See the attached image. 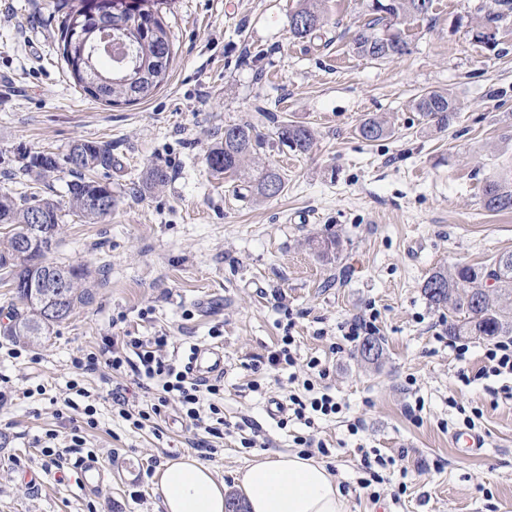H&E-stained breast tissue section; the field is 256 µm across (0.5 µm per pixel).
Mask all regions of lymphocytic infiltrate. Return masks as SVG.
Returning a JSON list of instances; mask_svg holds the SVG:
<instances>
[{
    "label": "lymphocytic infiltrate",
    "instance_id": "obj_1",
    "mask_svg": "<svg viewBox=\"0 0 512 512\" xmlns=\"http://www.w3.org/2000/svg\"><path fill=\"white\" fill-rule=\"evenodd\" d=\"M71 364L85 374L104 367L116 374L130 372L138 389L146 396L145 403H131L127 387L120 384L113 386L110 396L113 409L123 419L131 421L135 428L153 426L174 401L183 418L195 429L214 438L224 435V413L218 405L224 393L223 377L206 380L195 377L190 361L176 360L170 350L169 336H125L119 340L106 336L98 350L73 357ZM306 369L308 377L302 382L303 394H289L288 400L296 419L310 426L315 418L336 416L341 406L332 394L314 389L313 376L326 374L321 360L310 358ZM67 389L69 394L61 401V417L70 425L68 445L57 447V433L53 430L46 431L40 439L44 456L57 466L80 454L86 444L85 429L98 426L96 409L86 402L88 392L85 387L73 380L68 382Z\"/></svg>",
    "mask_w": 512,
    "mask_h": 512
}]
</instances>
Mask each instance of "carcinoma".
Instances as JSON below:
<instances>
[{"mask_svg":"<svg viewBox=\"0 0 512 512\" xmlns=\"http://www.w3.org/2000/svg\"><path fill=\"white\" fill-rule=\"evenodd\" d=\"M89 0H58L57 10L62 12L60 24V52L66 65L77 55L73 26L76 16L85 19L83 36L97 37L98 24L90 12ZM167 0H138L132 14L122 20L136 45L141 76L138 84L116 81L100 88L94 99L107 103H133L152 95L167 79L170 60L157 66L160 51L171 53V44L159 15V6ZM325 0H305L303 7L289 20V28L296 38L304 39L320 30L327 22ZM380 7L368 5L374 18L359 29L353 38L357 54L374 60L400 57L408 52V41L401 26L427 17L433 10L434 0H377ZM494 8L485 19L499 23L512 17V0H493ZM414 109L422 120L438 129H445L456 119L458 106L449 94L432 90L414 100ZM360 136L375 141L389 132L386 124L368 118L358 128ZM279 140L300 153L310 151L315 143L314 131L301 123H287L278 128ZM263 137L249 122L224 126V140L210 149L206 156L208 168L216 174L237 175L250 184L258 198L281 194L285 182L280 172L272 167L252 166V156L263 147ZM73 180L67 183V204L73 212L90 221L112 214L116 198L112 187L92 176L95 169L112 167V149L96 141L74 144L66 157ZM59 162L52 153L40 152L29 157L24 165L27 174L39 179L58 171ZM484 208L493 213L512 212V170L503 169L488 177L482 188ZM60 203L32 193L16 198L0 193V225L9 227L5 239L0 240V272L4 279L24 284L36 279L46 269L62 277L67 287L51 294L32 299L27 288L16 290L20 306L13 308L12 325L8 335L32 344L40 342L57 322L51 319V306L70 313L76 304L88 300L83 287L89 271L80 265L45 262L49 242L33 244L24 255H18L17 240L34 216L51 229L56 237L61 219ZM427 300L448 310V336H476L492 339L512 335V253L502 255L493 268L486 271L468 264H458L451 271H435L422 285Z\"/></svg>","mask_w":512,"mask_h":512,"instance_id":"1","label":"carcinoma"}]
</instances>
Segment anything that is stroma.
I'll list each match as a JSON object with an SVG mask.
<instances>
[{
    "instance_id": "35a3bbf8",
    "label": "stroma",
    "mask_w": 512,
    "mask_h": 512,
    "mask_svg": "<svg viewBox=\"0 0 512 512\" xmlns=\"http://www.w3.org/2000/svg\"><path fill=\"white\" fill-rule=\"evenodd\" d=\"M366 4L326 0L327 24L296 39L288 19L302 0H171L161 12L166 83L112 106L70 75L54 0H0V192L65 201V158L90 140L112 147L111 167L94 176L118 199L94 224L62 209L50 258L87 266L90 296L41 346L4 335L14 293L0 284V512H162L157 473L191 453L192 430L173 407L162 438L134 429L112 410L111 380L71 365L102 337L161 333L224 352L228 426L200 460L228 490L250 461L302 453L295 439L310 433L326 445L321 461L348 512H512V378L483 376L485 339L465 337L458 357L447 310L422 292L435 270L490 267L512 252V212L482 203L486 177L512 164V18L490 50L473 34L492 0H435L431 18L405 26L408 53L374 61L352 49ZM430 90L459 106L447 130L414 109ZM369 117L386 120L389 135L360 137ZM240 121L263 135L260 156L286 181L279 196L253 201L240 180L208 170L207 152ZM292 121L314 129L312 152L279 141ZM38 152L61 166L36 186L23 158ZM153 165L168 181L150 190ZM331 237L340 250L322 258L317 244ZM359 313L376 317L374 364L341 342L340 325ZM288 334L298 365L321 359L328 373L315 385L342 407L310 428L286 407L288 370L267 364ZM14 348L19 358L7 355ZM75 378L97 409L87 447L109 469L90 493L79 469L50 466L36 445L46 430H68L49 399ZM472 414L485 444L468 455L452 438ZM373 472L379 482L363 489Z\"/></svg>"
}]
</instances>
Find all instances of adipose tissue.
I'll return each instance as SVG.
<instances>
[{
    "instance_id": "obj_1",
    "label": "adipose tissue",
    "mask_w": 512,
    "mask_h": 512,
    "mask_svg": "<svg viewBox=\"0 0 512 512\" xmlns=\"http://www.w3.org/2000/svg\"><path fill=\"white\" fill-rule=\"evenodd\" d=\"M248 512H346V500L328 467L281 453L252 462L237 475ZM164 512H226L227 490L212 469L191 455L159 472Z\"/></svg>"
}]
</instances>
